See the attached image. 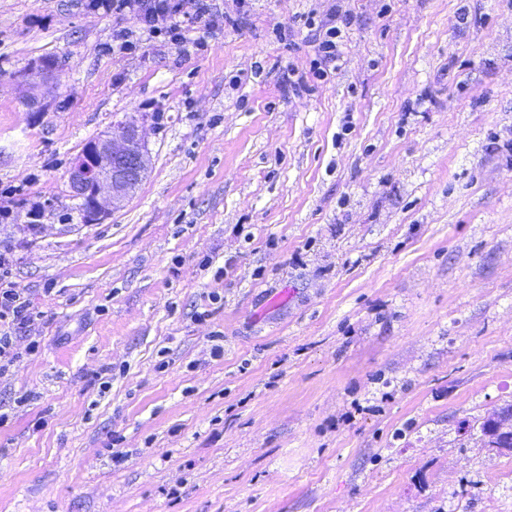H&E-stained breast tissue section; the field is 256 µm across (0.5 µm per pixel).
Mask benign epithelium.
<instances>
[{"instance_id":"benign-epithelium-1","label":"benign epithelium","mask_w":512,"mask_h":512,"mask_svg":"<svg viewBox=\"0 0 512 512\" xmlns=\"http://www.w3.org/2000/svg\"><path fill=\"white\" fill-rule=\"evenodd\" d=\"M150 117L142 113L120 122L88 145L73 163L70 195L85 203L89 224H98L122 208L148 168L145 130ZM485 443L512 452V406L491 413L485 420Z\"/></svg>"}]
</instances>
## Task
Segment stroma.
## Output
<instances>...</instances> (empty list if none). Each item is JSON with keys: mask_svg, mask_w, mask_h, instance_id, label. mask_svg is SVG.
Listing matches in <instances>:
<instances>
[{"mask_svg": "<svg viewBox=\"0 0 512 512\" xmlns=\"http://www.w3.org/2000/svg\"><path fill=\"white\" fill-rule=\"evenodd\" d=\"M207 4L119 54L134 16L0 0V251L40 343L0 373V512H512L481 441L512 405V0ZM144 112V179L85 223L73 159ZM328 23L321 25L323 33H319L314 47L315 58L311 60L310 72L317 79L327 76V68L336 63L338 46L341 41V29L336 25V16Z\"/></svg>", "mask_w": 512, "mask_h": 512, "instance_id": "obj_1", "label": "stroma"}]
</instances>
